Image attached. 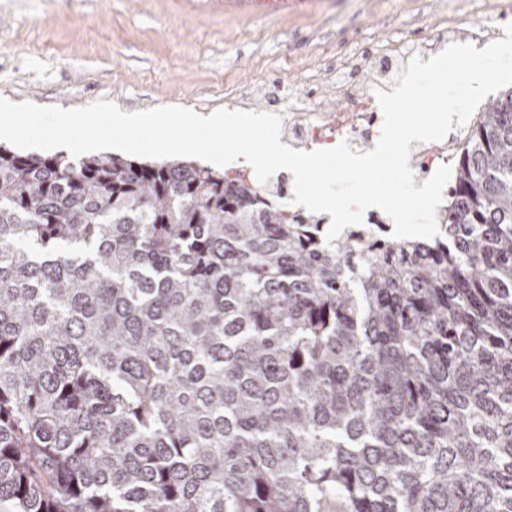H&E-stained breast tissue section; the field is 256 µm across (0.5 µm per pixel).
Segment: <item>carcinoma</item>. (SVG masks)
Listing matches in <instances>:
<instances>
[{"mask_svg":"<svg viewBox=\"0 0 512 512\" xmlns=\"http://www.w3.org/2000/svg\"><path fill=\"white\" fill-rule=\"evenodd\" d=\"M190 161L0 146L10 512H512V89L448 237L327 244Z\"/></svg>","mask_w":512,"mask_h":512,"instance_id":"obj_1","label":"carcinoma"}]
</instances>
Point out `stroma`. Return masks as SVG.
Wrapping results in <instances>:
<instances>
[{
  "label": "stroma",
  "instance_id": "35a3bbf8",
  "mask_svg": "<svg viewBox=\"0 0 512 512\" xmlns=\"http://www.w3.org/2000/svg\"><path fill=\"white\" fill-rule=\"evenodd\" d=\"M512 23V0H0V98L64 109L105 100L130 113L236 109L254 78L307 90L341 33L381 45L466 12Z\"/></svg>",
  "mask_w": 512,
  "mask_h": 512
}]
</instances>
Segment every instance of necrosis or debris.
Instances as JSON below:
<instances>
[{
	"label": "necrosis or debris",
	"mask_w": 512,
	"mask_h": 512,
	"mask_svg": "<svg viewBox=\"0 0 512 512\" xmlns=\"http://www.w3.org/2000/svg\"><path fill=\"white\" fill-rule=\"evenodd\" d=\"M436 46L434 37L422 34L404 36L385 48L356 38L337 44L324 66L319 92L325 99L349 95L352 106L339 112L319 111L311 102L289 95L283 85L263 79L245 83L239 99L244 107L282 115L280 141L293 149H328L345 140L352 149L363 151L374 147L383 121L375 88H387L413 55ZM468 132L463 126L438 142H412L409 166L415 184H423L439 166L455 164Z\"/></svg>",
	"instance_id": "obj_1"
}]
</instances>
